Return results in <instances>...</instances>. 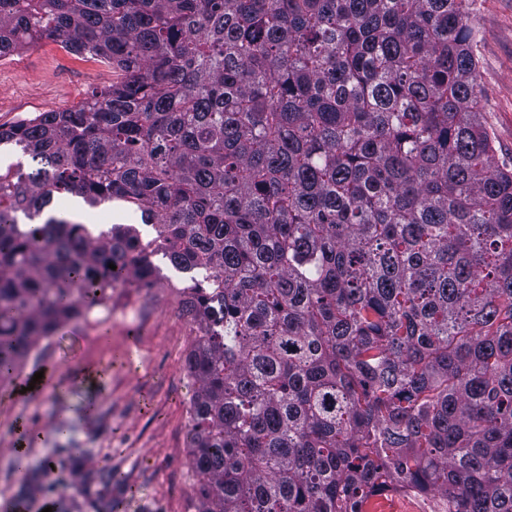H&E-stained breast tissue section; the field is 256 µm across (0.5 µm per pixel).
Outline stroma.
I'll use <instances>...</instances> for the list:
<instances>
[{"label": "stroma", "mask_w": 512, "mask_h": 512, "mask_svg": "<svg viewBox=\"0 0 512 512\" xmlns=\"http://www.w3.org/2000/svg\"><path fill=\"white\" fill-rule=\"evenodd\" d=\"M469 24L481 120L498 161L512 163V0H472ZM113 79L110 65L54 41L2 57L0 125L71 109ZM163 272L153 287L115 289L111 315L94 313L47 340L39 395L21 400L0 389V512L18 503L28 512H195L185 370L195 331L178 294L189 280ZM19 446L23 470L14 462ZM86 448L90 460L73 465ZM50 460L62 468L46 471ZM34 470L42 489L32 494Z\"/></svg>", "instance_id": "35a3bbf8"}]
</instances>
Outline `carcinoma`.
<instances>
[{"label": "carcinoma", "instance_id": "cac0c4a2", "mask_svg": "<svg viewBox=\"0 0 512 512\" xmlns=\"http://www.w3.org/2000/svg\"><path fill=\"white\" fill-rule=\"evenodd\" d=\"M469 0H0L119 79L0 126V387L41 341L191 273L196 512H512V168ZM80 197L155 218L93 232ZM116 269L109 268V264Z\"/></svg>", "mask_w": 512, "mask_h": 512}]
</instances>
